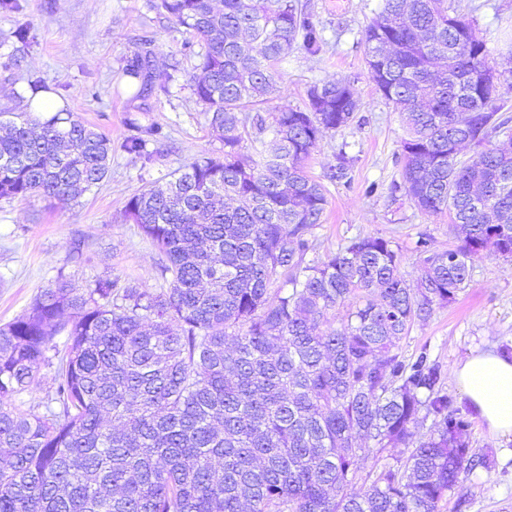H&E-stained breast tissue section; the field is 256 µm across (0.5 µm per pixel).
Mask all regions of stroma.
<instances>
[{"label":"stroma","mask_w":512,"mask_h":512,"mask_svg":"<svg viewBox=\"0 0 512 512\" xmlns=\"http://www.w3.org/2000/svg\"><path fill=\"white\" fill-rule=\"evenodd\" d=\"M325 42L318 53L294 51L282 68L283 92L275 105L306 108L307 91L327 81H350L361 103L358 122L336 130L309 161L313 176L323 177L346 147L352 166L350 185L327 184L328 206L312 237L315 256L336 251L351 239L382 236L399 246L402 269L416 280L413 248L419 234L430 235L437 249L458 243L447 215H428L404 193H391L401 178L399 153L406 132L399 112L375 90L361 42L365 25L381 0H302ZM463 12L480 32L491 33V60L499 71H512V0H461ZM31 23L28 43L12 35ZM153 41L154 92L140 98L122 69ZM194 37L153 7V0H27L20 15L0 13V104L24 110L30 80L45 82L55 100L107 135L112 163L106 179L90 191L62 202L44 196L0 200V325L28 313L41 289L57 279L85 288L100 278H118L144 288L161 278L158 253L136 224L122 217L127 198L142 186L168 180L185 162L223 152L190 83L199 58ZM181 70L168 80L167 64ZM161 126L165 156L144 167L121 149L130 121ZM376 193H368L370 184ZM512 348V262L490 256L476 261L465 292L415 324L401 342L405 358L420 348L444 370L472 350ZM472 448L490 452L497 465L479 470L460 494L466 512H512V436L492 434L471 414Z\"/></svg>","instance_id":"1"}]
</instances>
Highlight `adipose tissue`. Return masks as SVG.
I'll return each instance as SVG.
<instances>
[{
  "mask_svg": "<svg viewBox=\"0 0 512 512\" xmlns=\"http://www.w3.org/2000/svg\"><path fill=\"white\" fill-rule=\"evenodd\" d=\"M453 377L491 433L512 435V359L475 351L459 362Z\"/></svg>",
  "mask_w": 512,
  "mask_h": 512,
  "instance_id": "1",
  "label": "adipose tissue"
}]
</instances>
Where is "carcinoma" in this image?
I'll return each mask as SVG.
<instances>
[{
    "label": "carcinoma",
    "mask_w": 512,
    "mask_h": 512,
    "mask_svg": "<svg viewBox=\"0 0 512 512\" xmlns=\"http://www.w3.org/2000/svg\"><path fill=\"white\" fill-rule=\"evenodd\" d=\"M154 8L201 42L192 91L224 157H197L124 205L163 285L60 277L0 327V512H440L493 459L470 447L442 366L425 349L406 360L400 341L456 299L476 259H512V150L499 147L512 115L486 36L448 0H382L362 33L371 80L406 129L393 190L448 214L459 240L440 251L418 236L413 288L384 237L306 260L328 205L307 161L359 111L345 80L312 86L306 110L269 109L278 65L324 42L306 5ZM150 58L123 70L138 97L153 91ZM131 126L122 150L157 162L162 128ZM111 160L112 140L66 108L0 110V198L67 200ZM350 163L339 149L325 178L350 183ZM43 366L45 412L16 410ZM398 447L411 449L403 463L360 474V460Z\"/></svg>",
    "instance_id": "1"
}]
</instances>
